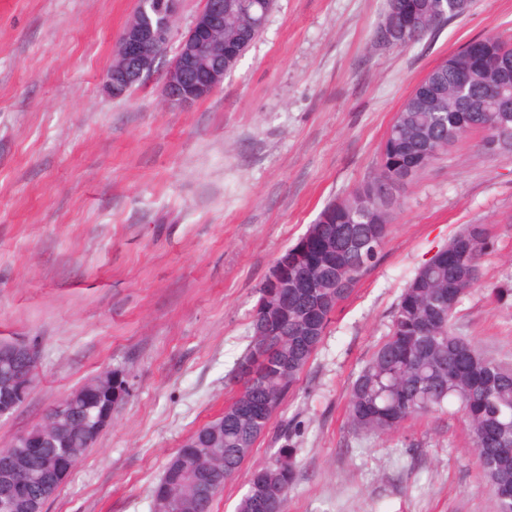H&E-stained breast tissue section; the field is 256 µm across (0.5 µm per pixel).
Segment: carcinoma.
Instances as JSON below:
<instances>
[{"instance_id": "obj_1", "label": "carcinoma", "mask_w": 512, "mask_h": 512, "mask_svg": "<svg viewBox=\"0 0 512 512\" xmlns=\"http://www.w3.org/2000/svg\"><path fill=\"white\" fill-rule=\"evenodd\" d=\"M224 17V73L261 34L275 0H237ZM473 0H390L373 43L406 48L465 15ZM491 86L512 95V42L488 35L437 63L396 112L381 145L375 176L347 197L328 203L313 224L277 260L288 287L264 281L257 290L253 341L235 368L238 390L224 417L195 430L178 448L157 485L152 512H210L212 500L193 493L192 480L214 494L235 476L256 440L266 433L296 385L337 307L381 253L398 201L386 206L372 189L409 173L416 180L470 130L486 140L500 113L487 96ZM491 246L486 225L467 224L429 259L404 288L390 331L353 382L348 415L359 431L385 433L408 419L449 407L467 422L483 479L498 512H512V366L484 355L453 330L463 299L481 279L479 260ZM126 374L104 371L83 386L105 409L128 396ZM28 436L43 440L36 456L22 449V466L35 480L16 498L13 512H31L55 491L43 475L59 464L73 468L89 451L82 403L61 422L51 410ZM296 479V449H277L249 474L236 512H283Z\"/></svg>"}]
</instances>
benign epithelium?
I'll return each instance as SVG.
<instances>
[{
  "mask_svg": "<svg viewBox=\"0 0 512 512\" xmlns=\"http://www.w3.org/2000/svg\"><path fill=\"white\" fill-rule=\"evenodd\" d=\"M175 0H136V9L123 29L116 58L104 74V88L120 98L153 73L156 47L170 43L177 14ZM224 82V0H204L189 30L181 37L163 85L172 104L190 108L211 96ZM22 358L35 366L36 350L27 344L0 342V359ZM7 379L0 400V417L9 414L17 399L25 400L35 385V369L25 375L0 371Z\"/></svg>",
  "mask_w": 512,
  "mask_h": 512,
  "instance_id": "obj_1",
  "label": "benign epithelium"
}]
</instances>
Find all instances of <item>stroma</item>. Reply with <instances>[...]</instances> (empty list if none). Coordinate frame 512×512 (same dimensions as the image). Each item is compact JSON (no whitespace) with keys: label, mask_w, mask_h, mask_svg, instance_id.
Listing matches in <instances>:
<instances>
[{"label":"stroma","mask_w":512,"mask_h":512,"mask_svg":"<svg viewBox=\"0 0 512 512\" xmlns=\"http://www.w3.org/2000/svg\"><path fill=\"white\" fill-rule=\"evenodd\" d=\"M134 7L0 0V340L39 357L0 446L100 372L123 369L132 388L44 512H151L170 458L237 390L275 259L373 176L395 113L435 64L512 37V0H474L406 48L371 45L387 0H276L221 87L183 109L163 96L174 44L130 94L104 91ZM395 195L378 262L212 512H234L250 470L286 444L297 476L284 512H497L461 416L370 434L346 409L406 283L466 224L487 225L492 246L454 329L512 363V298L491 295L512 285V152L469 133Z\"/></svg>","instance_id":"1"}]
</instances>
